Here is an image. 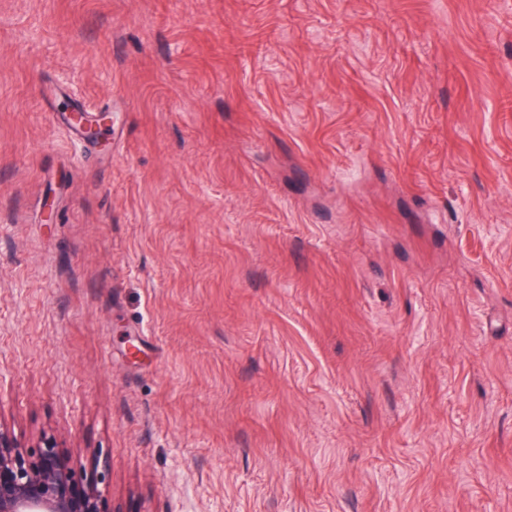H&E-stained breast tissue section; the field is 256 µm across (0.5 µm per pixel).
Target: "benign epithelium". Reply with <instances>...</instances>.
Here are the masks:
<instances>
[{
  "label": "benign epithelium",
  "instance_id": "benign-epithelium-1",
  "mask_svg": "<svg viewBox=\"0 0 512 512\" xmlns=\"http://www.w3.org/2000/svg\"><path fill=\"white\" fill-rule=\"evenodd\" d=\"M100 504L98 482L74 476L55 437L42 436L29 454L0 421V512H100Z\"/></svg>",
  "mask_w": 512,
  "mask_h": 512
}]
</instances>
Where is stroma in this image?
<instances>
[{"label":"stroma","instance_id":"obj_1","mask_svg":"<svg viewBox=\"0 0 512 512\" xmlns=\"http://www.w3.org/2000/svg\"><path fill=\"white\" fill-rule=\"evenodd\" d=\"M0 373L102 512H512V0H0Z\"/></svg>","mask_w":512,"mask_h":512}]
</instances>
